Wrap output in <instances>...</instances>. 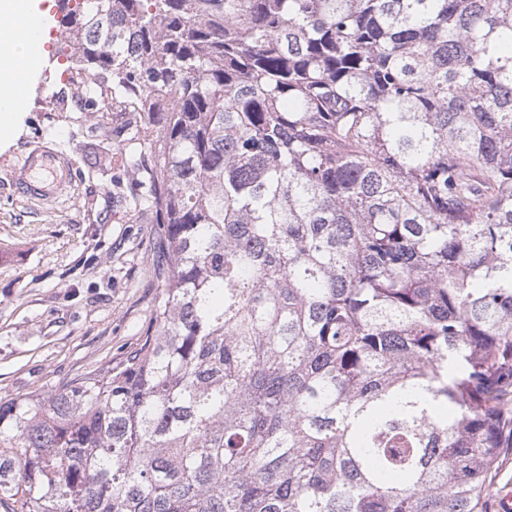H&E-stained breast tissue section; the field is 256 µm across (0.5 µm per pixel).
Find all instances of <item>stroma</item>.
<instances>
[{
	"label": "stroma",
	"instance_id": "obj_1",
	"mask_svg": "<svg viewBox=\"0 0 512 512\" xmlns=\"http://www.w3.org/2000/svg\"><path fill=\"white\" fill-rule=\"evenodd\" d=\"M54 62L29 90L22 132L0 150V398L43 393L116 363L141 344L156 294L150 213L136 208L113 137L115 113L76 100ZM42 142L63 145L72 184L63 197L22 196L12 171ZM112 158L103 176L87 161Z\"/></svg>",
	"mask_w": 512,
	"mask_h": 512
}]
</instances>
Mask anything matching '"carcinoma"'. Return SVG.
Instances as JSON below:
<instances>
[{
  "mask_svg": "<svg viewBox=\"0 0 512 512\" xmlns=\"http://www.w3.org/2000/svg\"><path fill=\"white\" fill-rule=\"evenodd\" d=\"M136 141L153 329L0 400L4 512H484L512 448V0H60Z\"/></svg>",
  "mask_w": 512,
  "mask_h": 512,
  "instance_id": "obj_1",
  "label": "carcinoma"
}]
</instances>
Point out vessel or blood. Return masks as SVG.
Segmentation results:
<instances>
[{
	"instance_id": "b4317fda",
	"label": "vessel or blood",
	"mask_w": 512,
	"mask_h": 512,
	"mask_svg": "<svg viewBox=\"0 0 512 512\" xmlns=\"http://www.w3.org/2000/svg\"><path fill=\"white\" fill-rule=\"evenodd\" d=\"M70 167L68 155L55 145L34 146L15 166L13 182L25 196L46 201L63 195L67 186L63 178Z\"/></svg>"
}]
</instances>
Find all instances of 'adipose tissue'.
<instances>
[{
	"instance_id": "obj_1",
	"label": "adipose tissue",
	"mask_w": 512,
	"mask_h": 512,
	"mask_svg": "<svg viewBox=\"0 0 512 512\" xmlns=\"http://www.w3.org/2000/svg\"><path fill=\"white\" fill-rule=\"evenodd\" d=\"M43 0H0V145L8 144L27 105L25 82L31 60L45 52L47 12Z\"/></svg>"
}]
</instances>
